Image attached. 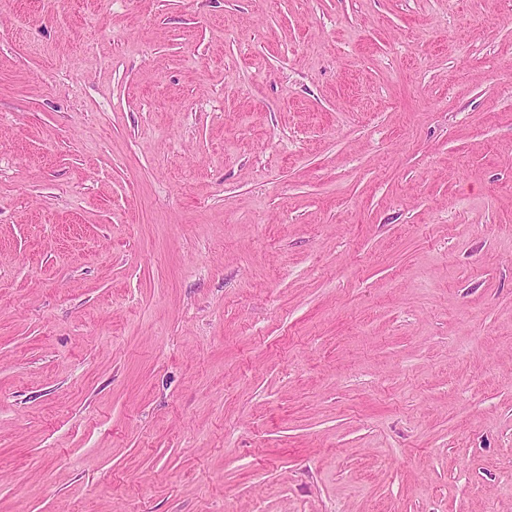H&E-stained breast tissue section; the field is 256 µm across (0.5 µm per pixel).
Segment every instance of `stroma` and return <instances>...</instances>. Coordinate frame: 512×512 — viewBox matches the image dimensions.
Returning <instances> with one entry per match:
<instances>
[{"instance_id": "obj_1", "label": "stroma", "mask_w": 512, "mask_h": 512, "mask_svg": "<svg viewBox=\"0 0 512 512\" xmlns=\"http://www.w3.org/2000/svg\"><path fill=\"white\" fill-rule=\"evenodd\" d=\"M0 512H512V0H0Z\"/></svg>"}]
</instances>
